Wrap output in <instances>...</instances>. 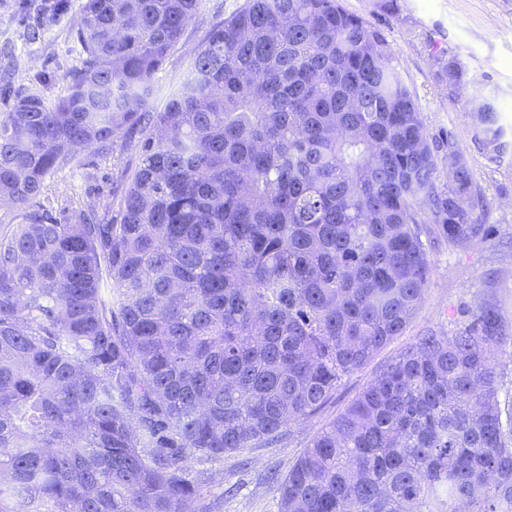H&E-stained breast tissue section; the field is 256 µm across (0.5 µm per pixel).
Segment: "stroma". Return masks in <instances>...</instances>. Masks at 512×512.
<instances>
[{"label": "stroma", "instance_id": "obj_1", "mask_svg": "<svg viewBox=\"0 0 512 512\" xmlns=\"http://www.w3.org/2000/svg\"><path fill=\"white\" fill-rule=\"evenodd\" d=\"M54 0H0V113L10 111L18 95L38 92L47 105L67 95L71 73L82 59L75 32L83 0H69L68 11L51 13ZM244 0H201L180 45L159 75L163 107L165 92L180 80L191 54L204 42L213 23L224 19ZM388 41L396 61L417 98L429 135L453 133L474 181L491 203L488 240L463 246L445 239L429 251L430 275L416 313L400 335L374 353L358 371L345 376L336 392L308 420L289 427L273 447L247 449L248 470L225 456L213 464V480L200 498L208 512H278L267 474L287 473L312 437L336 417L377 374L420 336L451 333L469 323L476 305L492 308L506 338L495 360L512 373V0H396L390 11L385 0H342ZM40 24L41 36L26 41V26ZM456 56L465 67L469 85L449 90L436 78L433 52ZM483 93L495 100L506 128L507 149L500 160L476 139L469 115L471 99ZM138 165L134 144L119 145L107 155L85 152L79 163L47 178L44 188L56 216L95 208L108 217V207L128 188Z\"/></svg>", "mask_w": 512, "mask_h": 512}]
</instances>
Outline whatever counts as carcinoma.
<instances>
[{
  "instance_id": "1",
  "label": "carcinoma",
  "mask_w": 512,
  "mask_h": 512,
  "mask_svg": "<svg viewBox=\"0 0 512 512\" xmlns=\"http://www.w3.org/2000/svg\"><path fill=\"white\" fill-rule=\"evenodd\" d=\"M200 2L85 0L69 94L0 114V512H192L191 461L280 443L406 328L431 234L485 232L455 137L341 0H245L155 109ZM471 119L502 154L494 100ZM133 138L111 220L42 207L49 175ZM502 343L483 306L420 337L270 474L279 512H512Z\"/></svg>"
}]
</instances>
